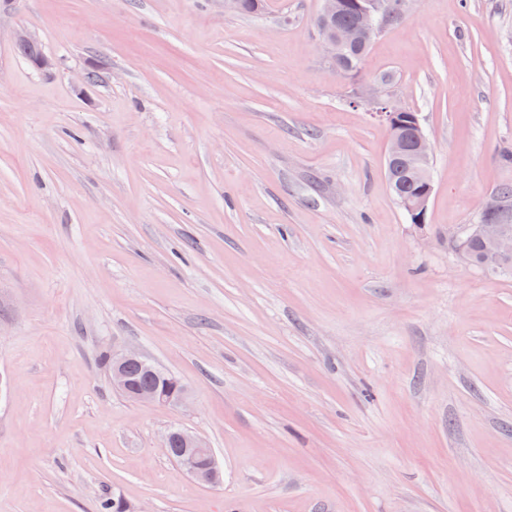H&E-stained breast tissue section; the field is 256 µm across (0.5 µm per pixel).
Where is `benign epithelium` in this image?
Returning a JSON list of instances; mask_svg holds the SVG:
<instances>
[{"label": "benign epithelium", "mask_w": 512, "mask_h": 512, "mask_svg": "<svg viewBox=\"0 0 512 512\" xmlns=\"http://www.w3.org/2000/svg\"><path fill=\"white\" fill-rule=\"evenodd\" d=\"M409 0H399L392 6L384 0H366L360 7L358 24L353 28L333 27L332 20L342 5V0H322L319 21L321 45L333 67H338L343 51L354 45L365 44L372 36L380 33L391 22L394 14L404 13ZM16 45L20 49L33 52V66L47 70L55 65V59L43 48L38 37L26 29H20L15 35ZM391 131L389 148L385 158L388 165L404 160L423 178L419 197L401 199L400 205L411 217L412 223L422 224L432 196L434 185L431 176L432 148L425 133L419 113L392 105L379 112ZM482 242L481 256L483 266L491 271L508 274L512 272V204L509 205L497 194L493 195L482 209L478 223L470 225L455 241V249L463 257H468L470 240ZM133 364L145 365L147 361L135 350L112 348V387L132 402L159 403L181 408L186 406L188 393L179 388L176 395L165 400L155 391L135 386L131 383L128 368ZM161 448L166 456L176 453L183 455L184 463L190 474H196L193 458L207 457V469L202 482L217 486L224 481L223 469L212 455L210 446L199 436L182 428H172L164 436Z\"/></svg>", "instance_id": "7a95c632"}]
</instances>
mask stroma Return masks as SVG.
Segmentation results:
<instances>
[{"label":"stroma","instance_id":"1","mask_svg":"<svg viewBox=\"0 0 512 512\" xmlns=\"http://www.w3.org/2000/svg\"><path fill=\"white\" fill-rule=\"evenodd\" d=\"M320 7L0 10V512H512V277L453 246L512 184V0H412L346 78ZM377 87L432 144L421 225ZM115 345L190 408L113 390ZM173 426L223 484L163 453ZM15 40L21 57L29 64V59L22 49H29L33 52V66L38 70H47L55 65V59L44 50L35 34L26 29H20L16 32ZM161 448H163L164 454L168 457L180 453L191 475L197 474L193 464V458L198 455L206 456L208 465L202 477V482L211 486H217L223 483V469H221L215 456L212 455L210 446L199 436L185 429L175 427L165 434ZM186 453H188V455Z\"/></svg>","mask_w":512,"mask_h":512}]
</instances>
